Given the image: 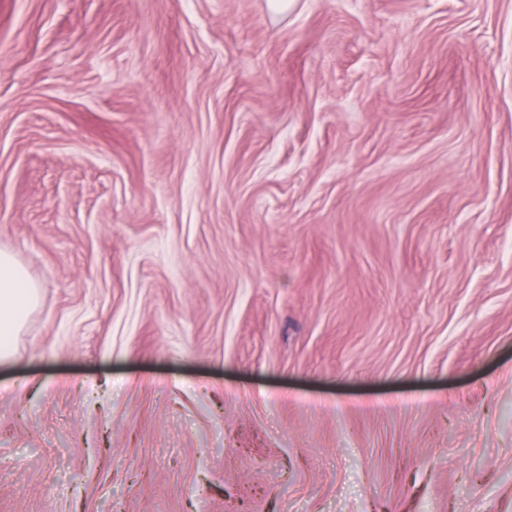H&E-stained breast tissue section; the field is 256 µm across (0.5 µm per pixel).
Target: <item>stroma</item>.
I'll return each instance as SVG.
<instances>
[{
	"instance_id": "obj_1",
	"label": "stroma",
	"mask_w": 512,
	"mask_h": 512,
	"mask_svg": "<svg viewBox=\"0 0 512 512\" xmlns=\"http://www.w3.org/2000/svg\"><path fill=\"white\" fill-rule=\"evenodd\" d=\"M0 512H512V0H0ZM38 288L14 255L0 250V360L13 355V338L36 306Z\"/></svg>"
}]
</instances>
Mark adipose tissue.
Masks as SVG:
<instances>
[{"instance_id": "obj_1", "label": "adipose tissue", "mask_w": 512, "mask_h": 512, "mask_svg": "<svg viewBox=\"0 0 512 512\" xmlns=\"http://www.w3.org/2000/svg\"><path fill=\"white\" fill-rule=\"evenodd\" d=\"M39 289L10 252L0 250V359L14 353L13 338L38 302Z\"/></svg>"}]
</instances>
